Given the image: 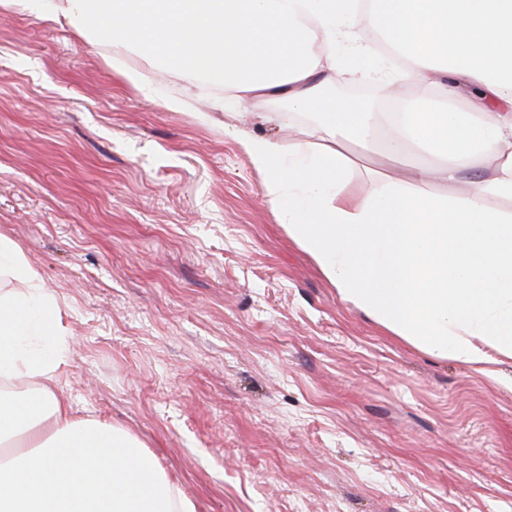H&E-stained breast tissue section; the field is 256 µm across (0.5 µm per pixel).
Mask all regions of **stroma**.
Wrapping results in <instances>:
<instances>
[{"label": "stroma", "instance_id": "stroma-1", "mask_svg": "<svg viewBox=\"0 0 512 512\" xmlns=\"http://www.w3.org/2000/svg\"><path fill=\"white\" fill-rule=\"evenodd\" d=\"M107 54L0 8V233L62 305L77 414L135 436L195 512H512V358L394 336L267 203L242 138L312 119L244 122L220 84ZM346 155L350 192L384 189L383 150Z\"/></svg>", "mask_w": 512, "mask_h": 512}]
</instances>
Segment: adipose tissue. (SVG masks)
Segmentation results:
<instances>
[{
    "mask_svg": "<svg viewBox=\"0 0 512 512\" xmlns=\"http://www.w3.org/2000/svg\"><path fill=\"white\" fill-rule=\"evenodd\" d=\"M49 13L76 28L108 21L113 56L136 47L186 75L219 74L236 106L281 98L322 115L306 139L243 141L289 235L394 335L477 368L512 355V212L488 205L512 199V0H57ZM361 27L407 61L410 83L449 100L405 107L384 140L396 163L420 145L443 159L356 200L343 148L372 149L380 114L324 93L321 52L336 45L340 65L372 69ZM484 161L467 196L429 192ZM6 274L27 286L0 292V512H194L135 437L74 416L56 386L59 304L0 234Z\"/></svg>",
    "mask_w": 512,
    "mask_h": 512,
    "instance_id": "ef3b65f1",
    "label": "adipose tissue"
}]
</instances>
